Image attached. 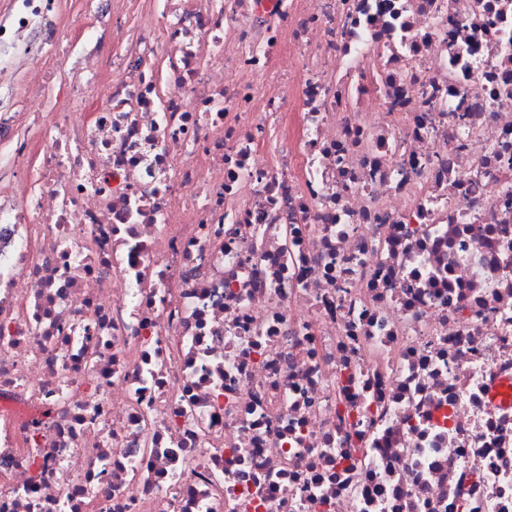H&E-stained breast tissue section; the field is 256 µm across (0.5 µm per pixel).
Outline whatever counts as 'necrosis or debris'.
Segmentation results:
<instances>
[{"instance_id":"obj_1","label":"necrosis or debris","mask_w":512,"mask_h":512,"mask_svg":"<svg viewBox=\"0 0 512 512\" xmlns=\"http://www.w3.org/2000/svg\"><path fill=\"white\" fill-rule=\"evenodd\" d=\"M57 2L0 12L70 102L0 93V512H512V0ZM34 65L38 68L46 69V72L56 80L55 90L50 98V103L40 109V112H44V121L48 124L54 121L55 112H66L67 107L62 104L63 97L66 94L63 92L64 88V73L66 70L65 63L62 60L61 54H54L52 52L46 53L43 57H38L34 60ZM58 94V100L60 97V103L54 106V96Z\"/></svg>"}]
</instances>
